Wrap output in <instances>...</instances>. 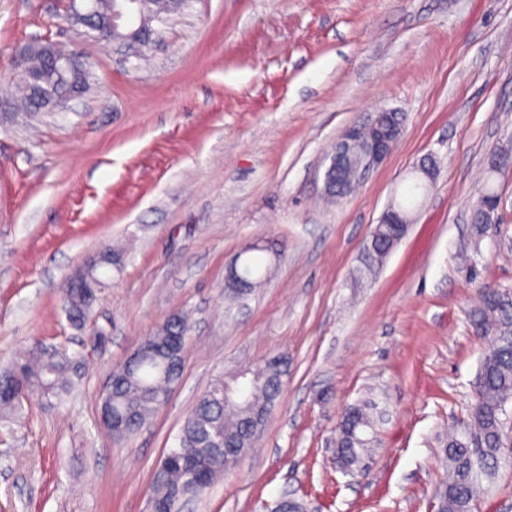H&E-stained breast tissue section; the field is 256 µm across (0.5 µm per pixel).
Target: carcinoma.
Instances as JSON below:
<instances>
[{
    "instance_id": "obj_1",
    "label": "carcinoma",
    "mask_w": 512,
    "mask_h": 512,
    "mask_svg": "<svg viewBox=\"0 0 512 512\" xmlns=\"http://www.w3.org/2000/svg\"><path fill=\"white\" fill-rule=\"evenodd\" d=\"M182 0H141V31L153 29V23H162L176 12ZM122 8L119 0H99L95 21L110 20L112 13ZM33 83L47 97L68 92L72 77L61 73L48 63L46 55L35 47L29 59ZM354 184L348 170L336 171L331 178L328 196L343 197ZM487 216L481 205L474 208L471 233L478 240L483 235ZM399 243L394 225L380 222L372 231L370 248L372 261L380 265ZM252 253L246 262V271L253 274L263 261V255L273 249L257 244L248 249ZM121 255L107 249L92 263L89 283L102 286L98 270L120 265ZM63 305L69 323L77 328L84 326L92 305L87 289L83 286L62 289ZM474 332L489 341L473 382L474 402L468 419L460 431L448 436L444 456L448 469L435 492L438 512H476L480 498L485 494L483 482L491 481L501 463L512 457V443L506 436V405L512 402V293L496 289L480 291L479 305L469 315ZM188 328L181 314L170 317L166 325L145 338L151 353L133 370L115 374L111 399L112 418L127 437L136 433L148 416L158 406L160 395L177 376L172 368L173 358L168 353L170 334ZM68 358L65 352L54 348L41 350L32 358L15 362L0 372V408L18 410L23 398L38 392L50 398L66 388L64 377ZM266 364L256 365L258 382L245 396H237L238 378L222 376L214 379L199 397L192 411L186 416L178 437L180 448H195L211 472L212 479L234 465L242 450L252 446L256 433L249 426L258 409L268 410L278 399L281 389L269 383L265 374ZM368 425V416L359 407L349 409L339 429L337 455L342 463L353 464L362 445L359 432ZM185 478L174 465L167 467L162 480H154L157 499L170 500L172 490L184 484Z\"/></svg>"
}]
</instances>
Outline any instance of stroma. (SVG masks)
Wrapping results in <instances>:
<instances>
[{
  "mask_svg": "<svg viewBox=\"0 0 512 512\" xmlns=\"http://www.w3.org/2000/svg\"><path fill=\"white\" fill-rule=\"evenodd\" d=\"M66 0H0V370L41 344L70 385L0 412V512H150L154 473L213 379L278 354L282 392L252 448L177 512H435L442 450L466 419L488 349L479 291H512V171L490 186L495 226L470 215L492 153L512 151V0H185L147 57L70 25ZM49 40L92 87L65 111L16 113L14 52ZM381 109L404 124L388 158L337 202L327 156ZM428 155L439 174L413 190ZM406 236L369 268L393 202ZM272 244L239 297L244 249ZM84 328L60 291L107 247ZM189 315L182 375L136 434L99 421L112 368L167 317ZM368 407L342 469L344 412Z\"/></svg>",
  "mask_w": 512,
  "mask_h": 512,
  "instance_id": "obj_1",
  "label": "stroma"
}]
</instances>
